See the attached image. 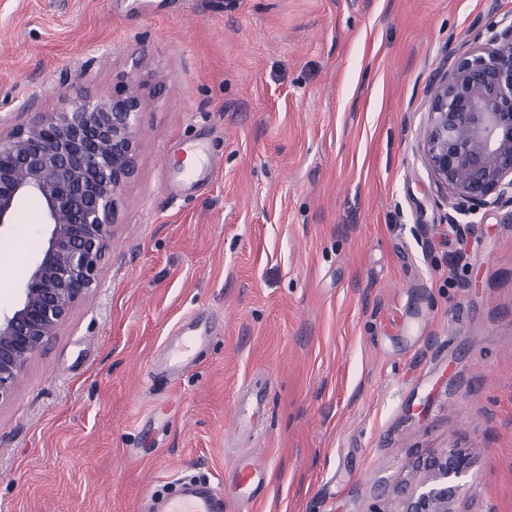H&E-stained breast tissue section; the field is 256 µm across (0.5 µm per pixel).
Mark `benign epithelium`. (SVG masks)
<instances>
[{"label": "benign epithelium", "mask_w": 512, "mask_h": 512, "mask_svg": "<svg viewBox=\"0 0 512 512\" xmlns=\"http://www.w3.org/2000/svg\"><path fill=\"white\" fill-rule=\"evenodd\" d=\"M146 100L126 78L108 98L84 96L0 132V229L36 196L49 227L14 309L0 316V404L31 358L98 286L117 197L133 176ZM423 150L453 198L448 220L512 206V12L477 35L431 90ZM468 455L431 458L426 475L397 491V512H457Z\"/></svg>", "instance_id": "1"}]
</instances>
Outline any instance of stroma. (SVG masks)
<instances>
[{"mask_svg":"<svg viewBox=\"0 0 512 512\" xmlns=\"http://www.w3.org/2000/svg\"><path fill=\"white\" fill-rule=\"evenodd\" d=\"M130 3L0 0V117L131 72L147 101L101 286L0 405V512H136L242 457L266 483L229 512H395L447 450L458 512H512V223H449L422 146L436 77L512 0ZM186 140L218 163L195 189ZM47 238L28 201L0 229V313ZM191 317L200 361L152 376Z\"/></svg>","mask_w":512,"mask_h":512,"instance_id":"obj_1","label":"stroma"}]
</instances>
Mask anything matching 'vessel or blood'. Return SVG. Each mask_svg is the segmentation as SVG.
Returning <instances> with one entry per match:
<instances>
[{
    "mask_svg": "<svg viewBox=\"0 0 512 512\" xmlns=\"http://www.w3.org/2000/svg\"><path fill=\"white\" fill-rule=\"evenodd\" d=\"M208 341V336L197 333L191 325L178 326L167 340L160 373L178 375L200 356ZM234 472L239 503H251L263 485L264 469L250 459L240 458L234 464ZM174 486V491L165 495L147 494L141 501V512H226L223 493L209 481L180 478Z\"/></svg>",
    "mask_w": 512,
    "mask_h": 512,
    "instance_id": "b4317fda",
    "label": "vessel or blood"
}]
</instances>
